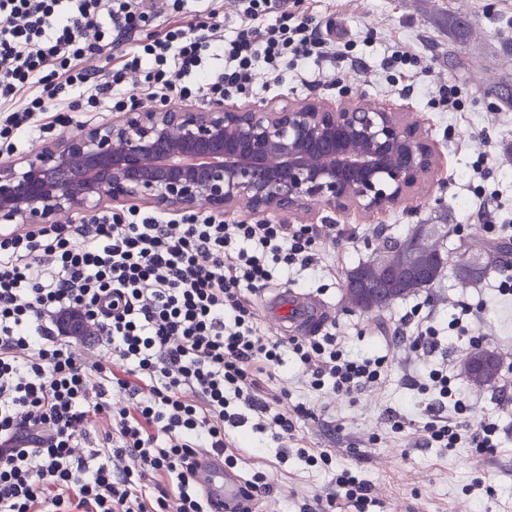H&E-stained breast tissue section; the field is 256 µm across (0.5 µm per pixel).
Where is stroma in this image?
<instances>
[{"label":"stroma","mask_w":512,"mask_h":512,"mask_svg":"<svg viewBox=\"0 0 512 512\" xmlns=\"http://www.w3.org/2000/svg\"><path fill=\"white\" fill-rule=\"evenodd\" d=\"M288 9L311 17L325 38L336 41L335 59L310 57L279 84L256 67L247 92L232 94L231 102L315 99L337 107L346 95H365L427 135L439 173L387 210L315 205L266 214L273 224L312 225L322 255L319 265L276 272L255 296V309L284 288L322 300L330 312L326 330L345 337L352 356L388 357L389 371L381 384L346 397L312 390L294 354L285 353L277 384L308 409L297 424L296 445L329 451L332 464L310 467L293 454L278 463L275 444L246 425L230 433L240 456L237 470L246 478L258 469L267 474L271 491L256 498V512H304L314 495L334 489L345 468L357 470L371 487L366 512H512V295L499 292L504 271L464 284L450 269L432 288L372 313L354 308L343 289L347 271L372 257L379 237L401 239L418 224L440 227L444 248L454 253L466 246L476 254L484 243L503 242V225H512V0H290ZM452 15L467 17L465 37L449 39ZM404 47L413 56L402 63L393 54ZM449 93L454 103L445 102ZM115 114L111 99L91 111L85 98L72 96L69 107L42 114L13 138L11 149L0 150V161ZM484 204L493 215L488 226L476 219ZM404 319L434 327L440 346L423 353L392 342ZM455 320L461 323L457 332L449 328ZM477 341L504 361L497 389L474 387L463 372L461 352ZM441 366L471 406L470 422L496 424L498 448H475L466 436L454 448L431 444L424 408L434 395L424 386L429 371ZM396 419L403 432L393 431Z\"/></svg>","instance_id":"obj_1"}]
</instances>
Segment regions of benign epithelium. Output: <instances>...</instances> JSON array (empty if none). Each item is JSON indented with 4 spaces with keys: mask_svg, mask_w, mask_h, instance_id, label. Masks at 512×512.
Returning a JSON list of instances; mask_svg holds the SVG:
<instances>
[{
    "mask_svg": "<svg viewBox=\"0 0 512 512\" xmlns=\"http://www.w3.org/2000/svg\"><path fill=\"white\" fill-rule=\"evenodd\" d=\"M435 163L422 138L393 112L362 98L338 109L290 100L275 105L171 107L139 100L110 122L17 160L0 163V224H49L95 213L105 202L142 201L163 210L241 204L255 214L312 204L386 210L398 204ZM426 236L392 269L397 288H361L349 296L363 311L392 303L427 279L441 258ZM466 374L492 364L473 343L461 358Z\"/></svg>",
    "mask_w": 512,
    "mask_h": 512,
    "instance_id": "7a95c632",
    "label": "benign epithelium"
}]
</instances>
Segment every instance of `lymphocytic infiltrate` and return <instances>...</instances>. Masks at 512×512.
I'll return each mask as SVG.
<instances>
[{"instance_id": "1", "label": "lymphocytic infiltrate", "mask_w": 512, "mask_h": 512, "mask_svg": "<svg viewBox=\"0 0 512 512\" xmlns=\"http://www.w3.org/2000/svg\"><path fill=\"white\" fill-rule=\"evenodd\" d=\"M242 23L225 37L220 8L174 20L146 43V0H0V112L7 131L29 129L47 101L83 90L89 106L145 70L141 93L205 92L225 97L249 84L256 64L276 76L335 45L311 20L282 13L262 27L271 0H240ZM132 41L124 50V41ZM119 61L97 82L84 57L105 45ZM220 68L204 66V58ZM194 76V86L180 77ZM309 225L232 224L187 212L104 214L88 224H40L0 233V512H216L195 478L204 449L236 468L227 428L251 425L280 445L292 439L304 403L266 394L282 354L293 351L315 390L349 395L382 382L387 360L345 355L336 334L288 344L264 336L252 297L275 269L316 265ZM76 308L97 327L110 363L73 351L57 318ZM130 404L112 408L113 390ZM112 417L109 428L95 418ZM94 438L88 455L78 440ZM369 484L342 470L336 489L308 512H334L337 498L358 512Z\"/></svg>"}]
</instances>
